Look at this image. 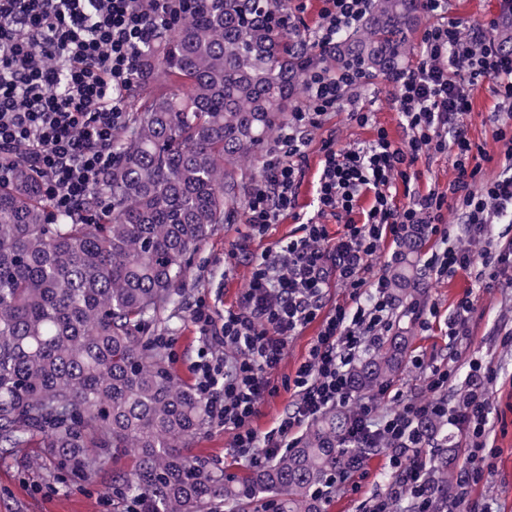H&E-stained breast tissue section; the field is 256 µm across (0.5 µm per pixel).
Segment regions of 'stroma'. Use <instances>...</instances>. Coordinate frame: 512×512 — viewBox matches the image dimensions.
Returning <instances> with one entry per match:
<instances>
[{
	"mask_svg": "<svg viewBox=\"0 0 512 512\" xmlns=\"http://www.w3.org/2000/svg\"><path fill=\"white\" fill-rule=\"evenodd\" d=\"M358 103L372 112L373 121L361 127L347 120L345 112L330 114L322 127L311 133L307 147L305 177L298 191L299 215L310 217L317 211L315 184L319 162L323 156L322 145L326 138H333L336 150L365 143L374 138L378 128H385L394 141H402L403 129L395 103L392 82L378 77L358 91ZM497 99L489 83H482L472 92V110L466 123L470 139L481 144L490 153L488 173L502 169V145L493 138L494 114L498 111ZM420 173L411 186H397L395 202L405 205L412 191L424 192L430 188L447 189L454 177L452 163L444 152L433 151L416 164ZM298 228L292 217H284L271 225L263 235H250L245 211L217 225L210 239L190 258V277L185 289V306L175 318L170 330L172 341L167 352L174 373L184 382H191L192 368L198 361L203 340L189 320L188 307L203 300L216 311L237 305L246 292L252 267L248 256L239 257L232 269H225L224 259L239 241H247L250 254H261L287 241ZM439 244L426 235H418L415 247L384 244L375 258L377 267L393 270L410 263L421 269L423 284L412 298H400V305L415 300L425 306H435L439 320L430 331H421L413 319L401 318L398 328L408 337V356L420 355L436 365L453 363L455 374L451 395H460L470 380V365L474 362L494 368L497 378L489 386L490 438L494 454L487 463L490 471L484 480L474 485L470 498L475 502L494 501L498 512H512V285L499 282L495 287L475 290L473 275L436 276L423 271L422 266ZM473 300L471 312L472 334L465 340L458 356H451L444 324L456 303L464 296ZM321 324L312 322L288 344L287 353L279 367L272 372L271 381L277 385L276 395L267 398L252 422L258 433L275 427L280 416L291 405L295 396L284 389V379L294 376L304 361L316 338ZM233 432L223 425L212 423L203 434L194 439L190 453L210 466L223 470L225 475L242 477L246 466L237 464L232 456ZM385 453L367 456L355 479L358 491L346 490L331 497L326 512H363L365 502L373 494L383 491L388 477L385 473ZM132 461L124 457L106 465L91 479L75 480L57 478L37 447L26 448L0 456V512H113L112 477L119 471H130Z\"/></svg>",
	"mask_w": 512,
	"mask_h": 512,
	"instance_id": "35a3bbf8",
	"label": "stroma"
}]
</instances>
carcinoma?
<instances>
[{"instance_id": "1", "label": "carcinoma", "mask_w": 512, "mask_h": 512, "mask_svg": "<svg viewBox=\"0 0 512 512\" xmlns=\"http://www.w3.org/2000/svg\"><path fill=\"white\" fill-rule=\"evenodd\" d=\"M424 0H372L363 24L310 50L287 0H191L142 54L139 87L94 191L101 216L52 217L18 167L0 189V447L38 442L53 469L90 479L104 451L130 455L112 494L143 512H323L331 474L363 463L341 447L355 412L332 411L298 445L236 482L192 456L205 400L173 373L160 337L181 307L188 256L242 205L240 163L263 156L312 71L345 65L391 78ZM164 77L171 89L156 90ZM406 337L384 338L352 369L371 393L404 371ZM448 458L428 488L451 493Z\"/></svg>"}]
</instances>
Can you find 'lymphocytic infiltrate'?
I'll return each mask as SVG.
<instances>
[{
	"label": "lymphocytic infiltrate",
	"mask_w": 512,
	"mask_h": 512,
	"mask_svg": "<svg viewBox=\"0 0 512 512\" xmlns=\"http://www.w3.org/2000/svg\"><path fill=\"white\" fill-rule=\"evenodd\" d=\"M318 20L309 32L315 47L333 45L337 36L358 25L370 0H320ZM451 0H426L433 17L421 39L417 66L394 80L402 142L385 129L344 152L325 143L317 181V213L301 223V233L284 245L252 259L249 287L240 305L216 312L205 301L190 309V320L210 352L193 367L196 393L205 399L209 418L233 432L235 457L259 466L288 447V438L328 409L354 398L350 366L375 347L393 326L395 298L386 271L374 259L384 242H406L414 230L439 241L425 262L442 276L475 267L487 277L512 269V241L491 239L493 224H512V173L487 177L482 163L489 154L473 143L465 118L471 92L481 80L502 107L512 112V51L493 37L499 24L463 26L449 19ZM186 0H0V186L9 185L19 165L38 178L43 197L56 213L93 223L95 188L116 160L112 141L127 121L126 103L139 77V61L158 31L172 29ZM365 78L346 68L334 75L314 73L300 105L277 135L263 162L264 173L246 200L252 234H264L297 207L307 164L311 129L349 107V118L368 124L371 115L356 106ZM449 151L455 177L447 189L410 195L397 206L396 183L418 179L414 166L430 151ZM369 207H362V200ZM462 217V236L449 244L444 220L448 206ZM345 218V230L329 242L325 216ZM349 292L350 302L324 313L330 282ZM321 329L306 359L288 385L295 394L291 410L265 434L252 426L262 403L276 392L271 373L282 362L289 340L308 324ZM425 372L420 395L395 392L392 411L360 405L346 439L350 448H388L386 468L392 479L372 497L367 512H437L427 493V464L419 453L421 425L437 419L471 443L453 495L463 501L468 485L485 477L481 465L489 434L487 381L496 372L477 373L467 392L449 402L446 392L454 371L448 366Z\"/></svg>",
	"instance_id": "lymphocytic-infiltrate-1"
}]
</instances>
